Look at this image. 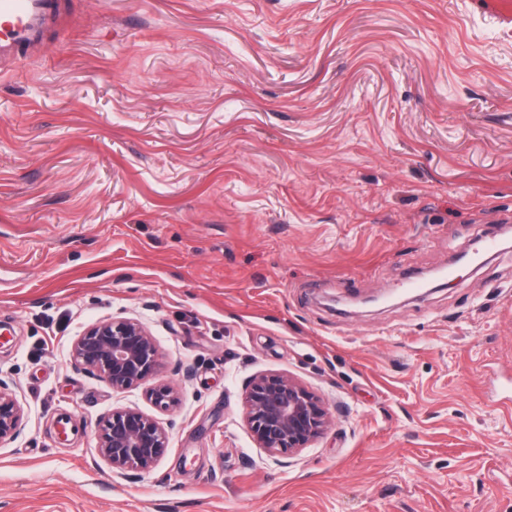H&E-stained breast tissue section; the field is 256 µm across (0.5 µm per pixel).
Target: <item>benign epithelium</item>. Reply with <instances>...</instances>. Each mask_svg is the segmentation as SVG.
Here are the masks:
<instances>
[{
	"label": "benign epithelium",
	"instance_id": "obj_1",
	"mask_svg": "<svg viewBox=\"0 0 512 512\" xmlns=\"http://www.w3.org/2000/svg\"><path fill=\"white\" fill-rule=\"evenodd\" d=\"M71 358L75 366L114 391L152 380L149 394L157 406L167 408L175 402L172 387L156 380L158 348L137 320L112 318L92 323L75 338ZM242 403L253 439L271 456L306 447L330 424L323 402L300 382L283 375L249 379ZM22 417L16 393L0 380V445L16 436ZM167 446L166 431L159 422L136 410L114 409L99 423V454L118 475L150 469Z\"/></svg>",
	"mask_w": 512,
	"mask_h": 512
}]
</instances>
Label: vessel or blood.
<instances>
[{"label":"vessel or blood","mask_w":512,"mask_h":512,"mask_svg":"<svg viewBox=\"0 0 512 512\" xmlns=\"http://www.w3.org/2000/svg\"><path fill=\"white\" fill-rule=\"evenodd\" d=\"M485 15L512 26V0H479ZM71 0H0V68L36 56L48 32L61 28Z\"/></svg>","instance_id":"obj_1"}]
</instances>
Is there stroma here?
<instances>
[{
    "mask_svg": "<svg viewBox=\"0 0 512 512\" xmlns=\"http://www.w3.org/2000/svg\"><path fill=\"white\" fill-rule=\"evenodd\" d=\"M0 75V512H512V248L389 305L512 221V27L471 0H75ZM141 321L159 377L70 360ZM293 377L332 412L269 457L243 385ZM115 408L168 449L120 478ZM22 417L23 407L16 393L0 380V445L16 436Z\"/></svg>",
    "mask_w": 512,
    "mask_h": 512,
    "instance_id": "stroma-1",
    "label": "stroma"
}]
</instances>
